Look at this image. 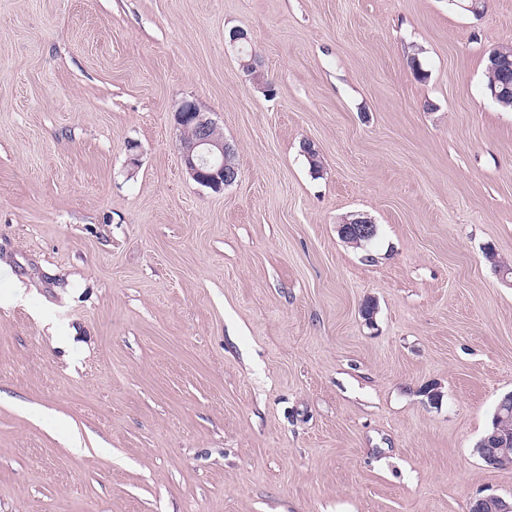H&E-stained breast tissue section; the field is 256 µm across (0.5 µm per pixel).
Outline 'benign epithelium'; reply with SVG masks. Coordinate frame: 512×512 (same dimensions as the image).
Returning a JSON list of instances; mask_svg holds the SVG:
<instances>
[{
    "label": "benign epithelium",
    "mask_w": 512,
    "mask_h": 512,
    "mask_svg": "<svg viewBox=\"0 0 512 512\" xmlns=\"http://www.w3.org/2000/svg\"><path fill=\"white\" fill-rule=\"evenodd\" d=\"M174 121L181 130L193 129V136L181 140L180 159L188 174L198 183L220 190L235 183L238 168L228 163L233 149L225 140L214 135L216 122L200 110L193 101L183 102L174 112ZM338 233L346 240H372L377 234L376 224L363 216H354L338 226ZM471 512H512V500L497 495H486L473 501Z\"/></svg>",
    "instance_id": "benign-epithelium-1"
}]
</instances>
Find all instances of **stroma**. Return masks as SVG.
Returning a JSON list of instances; mask_svg holds the SVG:
<instances>
[{"label":"stroma","instance_id":"stroma-1","mask_svg":"<svg viewBox=\"0 0 512 512\" xmlns=\"http://www.w3.org/2000/svg\"><path fill=\"white\" fill-rule=\"evenodd\" d=\"M501 46L512 0H0V512L512 498L474 451L512 393ZM185 100L224 190L182 167ZM174 121L180 130L193 129L191 138L181 140L180 159L196 182L220 190L237 181L239 170L228 163L233 149L213 134L217 124L207 112H201L193 101H184L174 112ZM338 233L341 238L346 239L347 243L352 244L356 248H360L365 241L372 240L377 234L376 224L372 222L368 217L354 216L344 221L343 224H339ZM351 239L365 240L359 244H354Z\"/></svg>","mask_w":512,"mask_h":512}]
</instances>
